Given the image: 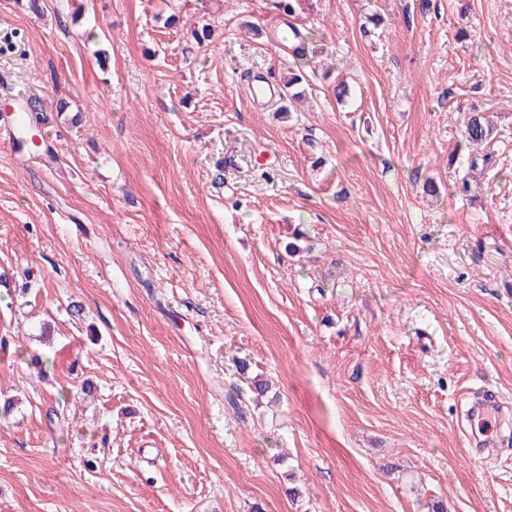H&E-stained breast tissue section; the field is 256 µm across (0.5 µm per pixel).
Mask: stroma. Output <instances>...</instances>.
I'll return each mask as SVG.
<instances>
[{
  "instance_id": "obj_1",
  "label": "stroma",
  "mask_w": 512,
  "mask_h": 512,
  "mask_svg": "<svg viewBox=\"0 0 512 512\" xmlns=\"http://www.w3.org/2000/svg\"><path fill=\"white\" fill-rule=\"evenodd\" d=\"M279 2L0 0V512H512V0ZM496 125L491 116L486 112H470L466 120L463 121L460 135L462 140L476 151L474 157L468 162L466 171L456 181L455 192L469 198H477L480 183L476 180V174L480 172L492 161V155L488 152L483 155L485 144H489L496 136ZM479 160L481 168L479 169Z\"/></svg>"
}]
</instances>
